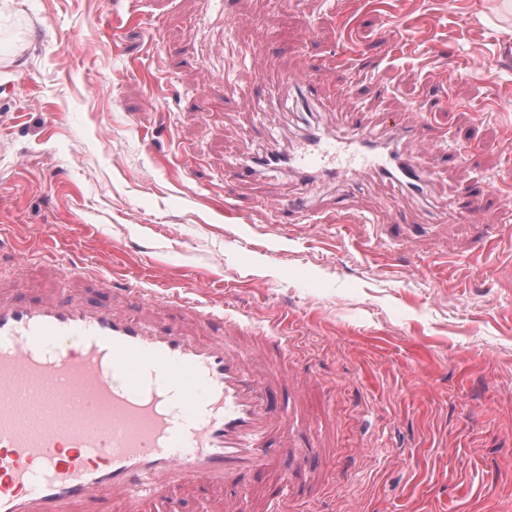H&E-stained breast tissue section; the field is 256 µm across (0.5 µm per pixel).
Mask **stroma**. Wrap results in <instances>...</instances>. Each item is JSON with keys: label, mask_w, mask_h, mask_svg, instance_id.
Instances as JSON below:
<instances>
[{"label": "stroma", "mask_w": 512, "mask_h": 512, "mask_svg": "<svg viewBox=\"0 0 512 512\" xmlns=\"http://www.w3.org/2000/svg\"><path fill=\"white\" fill-rule=\"evenodd\" d=\"M128 6L0 0V244L33 280L76 257L283 328L337 475L308 512H512V15L473 0ZM312 64L331 87L314 113L279 83ZM392 114L429 133V149L398 145L432 172L424 195L375 174L343 191L287 169L224 176L263 156L257 127L288 151L309 127L344 134L357 116L375 133ZM486 184L487 204L456 209ZM293 199L308 223H275L267 202ZM256 163L246 157H239L228 164L224 173L225 176L233 181L249 183L256 178Z\"/></svg>", "instance_id": "obj_1"}]
</instances>
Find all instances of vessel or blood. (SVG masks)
I'll return each mask as SVG.
<instances>
[{
    "instance_id": "b4317fda",
    "label": "vessel or blood",
    "mask_w": 512,
    "mask_h": 512,
    "mask_svg": "<svg viewBox=\"0 0 512 512\" xmlns=\"http://www.w3.org/2000/svg\"><path fill=\"white\" fill-rule=\"evenodd\" d=\"M401 139L430 145L424 127L392 119L383 140L308 136L288 165L304 180L375 172L415 193L427 176L391 150ZM224 173L248 183L256 168L240 157ZM61 269L52 262L33 293L0 284V512H151L176 493L215 496L245 482L268 512L324 490L323 426L307 420L300 394L307 375L294 365L263 373L235 343L257 336L281 357L285 336L128 282L90 296L101 276L87 263L74 273L83 289L64 290ZM284 455L292 470L267 481Z\"/></svg>"
}]
</instances>
